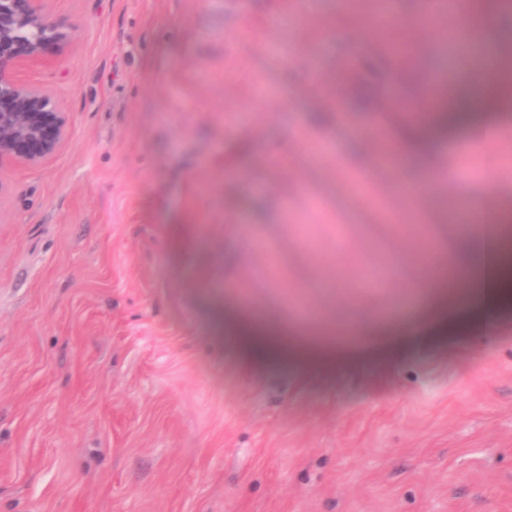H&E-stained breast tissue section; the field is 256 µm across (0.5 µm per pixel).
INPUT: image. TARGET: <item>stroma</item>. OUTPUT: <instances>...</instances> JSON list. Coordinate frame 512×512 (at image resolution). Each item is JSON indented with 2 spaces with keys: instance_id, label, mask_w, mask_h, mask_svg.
Wrapping results in <instances>:
<instances>
[{
  "instance_id": "35a3bbf8",
  "label": "stroma",
  "mask_w": 512,
  "mask_h": 512,
  "mask_svg": "<svg viewBox=\"0 0 512 512\" xmlns=\"http://www.w3.org/2000/svg\"><path fill=\"white\" fill-rule=\"evenodd\" d=\"M419 8L48 0L71 44L28 75L69 133L0 173V512H512V307L404 327L486 170L512 217V111L379 161L422 72L476 65ZM303 306L381 326L330 366L239 334Z\"/></svg>"
}]
</instances>
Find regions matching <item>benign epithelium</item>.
<instances>
[{
	"label": "benign epithelium",
	"instance_id": "benign-epithelium-1",
	"mask_svg": "<svg viewBox=\"0 0 512 512\" xmlns=\"http://www.w3.org/2000/svg\"><path fill=\"white\" fill-rule=\"evenodd\" d=\"M46 0H0V171L37 167L53 157L68 136V120L54 93L27 78L49 44L64 51L68 24L52 19Z\"/></svg>",
	"mask_w": 512,
	"mask_h": 512
}]
</instances>
